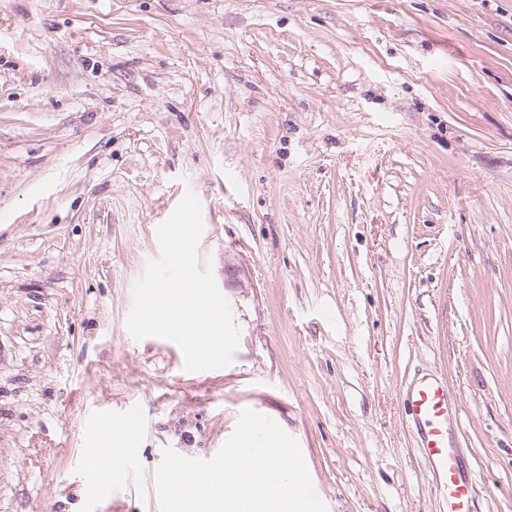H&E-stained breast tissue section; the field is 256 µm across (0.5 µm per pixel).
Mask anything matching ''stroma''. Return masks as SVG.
Segmentation results:
<instances>
[{
    "label": "stroma",
    "mask_w": 512,
    "mask_h": 512,
    "mask_svg": "<svg viewBox=\"0 0 512 512\" xmlns=\"http://www.w3.org/2000/svg\"><path fill=\"white\" fill-rule=\"evenodd\" d=\"M239 329L183 373L133 285L187 192ZM442 378L512 512V0H0V512H87L88 413L207 459L250 408L327 512H443L403 393Z\"/></svg>",
    "instance_id": "35a3bbf8"
}]
</instances>
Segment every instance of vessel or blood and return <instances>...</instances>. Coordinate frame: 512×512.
Masks as SVG:
<instances>
[{
    "label": "vessel or blood",
    "mask_w": 512,
    "mask_h": 512,
    "mask_svg": "<svg viewBox=\"0 0 512 512\" xmlns=\"http://www.w3.org/2000/svg\"><path fill=\"white\" fill-rule=\"evenodd\" d=\"M406 406L424 461L438 479V490L447 512H473L475 487L461 469L457 444L461 422L458 408L448 396L447 383L435 377L420 378L410 387ZM118 427L129 435L139 434L142 420L136 407H127L117 422L105 412L94 414L84 422L86 433L93 437ZM81 468L97 498L102 499L116 494L117 474H133L134 460L131 452H116L112 455L111 468H100L88 457L83 459Z\"/></svg>",
    "instance_id": "b4317fda"
}]
</instances>
